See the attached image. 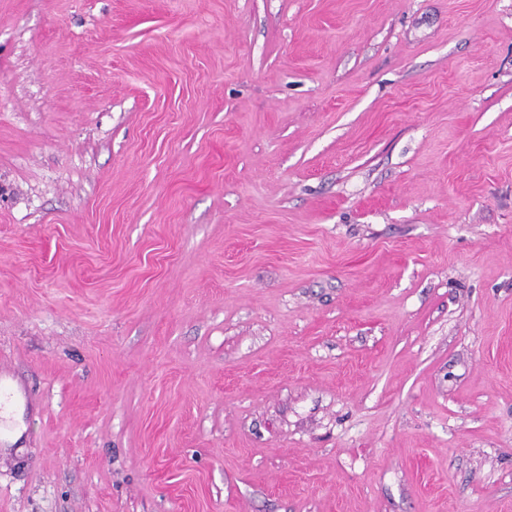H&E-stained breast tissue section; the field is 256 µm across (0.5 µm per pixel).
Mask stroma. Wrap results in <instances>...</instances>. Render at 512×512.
<instances>
[{"instance_id":"1","label":"stroma","mask_w":512,"mask_h":512,"mask_svg":"<svg viewBox=\"0 0 512 512\" xmlns=\"http://www.w3.org/2000/svg\"><path fill=\"white\" fill-rule=\"evenodd\" d=\"M0 512H512V0H0Z\"/></svg>"}]
</instances>
